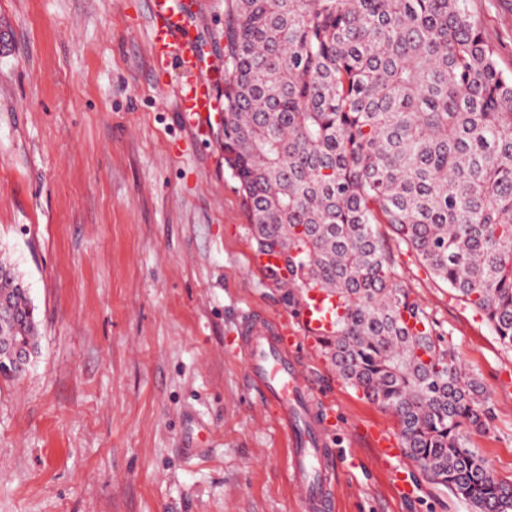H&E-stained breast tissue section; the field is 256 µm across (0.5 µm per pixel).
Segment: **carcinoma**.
<instances>
[{
    "label": "carcinoma",
    "instance_id": "obj_1",
    "mask_svg": "<svg viewBox=\"0 0 512 512\" xmlns=\"http://www.w3.org/2000/svg\"><path fill=\"white\" fill-rule=\"evenodd\" d=\"M224 162L263 273L292 312L336 296L322 352L393 411L405 454L474 512H512L471 435L477 381L399 280L376 225L512 348V74L466 0H228ZM37 349L23 276L0 260V339Z\"/></svg>",
    "mask_w": 512,
    "mask_h": 512
}]
</instances>
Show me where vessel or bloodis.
<instances>
[{"label":"vessel or blood","mask_w":512,"mask_h":512,"mask_svg":"<svg viewBox=\"0 0 512 512\" xmlns=\"http://www.w3.org/2000/svg\"><path fill=\"white\" fill-rule=\"evenodd\" d=\"M153 46L156 55L177 66L186 76L176 91L177 110L193 134L209 129L218 110L216 80L198 32L204 24L194 0H150ZM319 311L301 308L292 325L246 318L242 349L249 378L264 402L274 409L278 426L289 434V481L301 494L308 512H334L333 451L328 446L332 412L323 404L310 380L291 354L300 342L315 345L312 331ZM378 460L400 459L403 450L386 431L368 434Z\"/></svg>","instance_id":"b4317fda"}]
</instances>
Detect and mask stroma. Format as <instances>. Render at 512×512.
Returning <instances> with one entry per match:
<instances>
[{
	"label": "stroma",
	"instance_id": "35a3bbf8",
	"mask_svg": "<svg viewBox=\"0 0 512 512\" xmlns=\"http://www.w3.org/2000/svg\"><path fill=\"white\" fill-rule=\"evenodd\" d=\"M224 58L225 0H197ZM512 73V0H468ZM175 65L152 51L149 0H0V253L23 274L39 352L0 377V512H305L288 442L240 350L252 310L286 314L250 265L224 163V118L189 132ZM404 286L445 331L492 418L471 445L512 480V349L399 245ZM335 411L337 512H473L364 432L392 412L299 349Z\"/></svg>",
	"mask_w": 512,
	"mask_h": 512
}]
</instances>
